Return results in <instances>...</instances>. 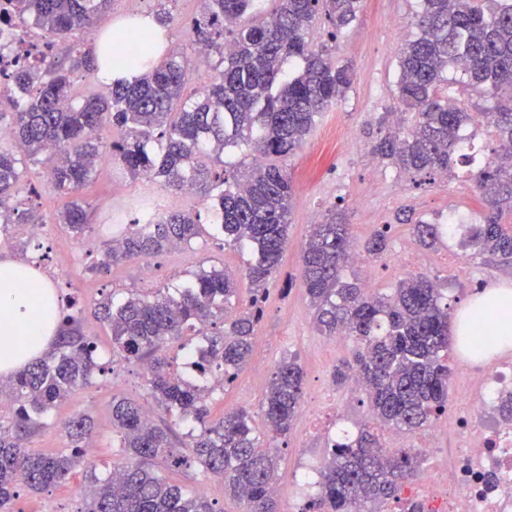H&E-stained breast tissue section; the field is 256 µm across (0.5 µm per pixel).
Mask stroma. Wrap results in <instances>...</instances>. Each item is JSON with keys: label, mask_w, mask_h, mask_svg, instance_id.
<instances>
[{"label": "stroma", "mask_w": 512, "mask_h": 512, "mask_svg": "<svg viewBox=\"0 0 512 512\" xmlns=\"http://www.w3.org/2000/svg\"><path fill=\"white\" fill-rule=\"evenodd\" d=\"M418 9L419 0H364L355 23L337 40L329 39L325 19H317L311 30L314 43H332L337 63L351 65L354 78L345 95L317 118L302 148L283 160L294 176L295 206L288 245L280 271L268 286L252 353L253 358L264 360L268 369L292 355L304 370L303 403L288 437L277 448L280 512L303 506V481L325 460L328 427L321 419L324 407H331L340 422L353 421L367 409V398L353 381L340 383L335 379L337 369L351 357V339L322 335L314 324L300 270L301 249L312 224L332 209L345 216L356 241L387 228L386 254L366 260L364 267L347 270L348 275L369 280L371 288L381 292L394 288L408 274L399 257L403 247L425 260L424 274L439 281L455 312L467 303L476 287L512 283V268L467 261L458 249H420L408 226L393 221L403 209L432 223L450 213L476 216L481 211L467 179V163H459L456 177L419 186L370 151L380 135L382 116L390 112L395 121L403 119L397 100V59L402 45L417 34L413 19ZM79 195L88 209L90 226L80 235L58 228L49 263L70 271L58 293L60 298L77 300L82 330L97 343L101 370L54 408L47 426L31 437L29 446L42 453L66 450L68 440L60 422L79 412L88 414L96 425L94 470L78 471L68 482L45 491L19 489L15 512H81L83 493L92 478H105L122 458L121 441L112 427L113 400L140 404L157 424L174 425L178 436H185L190 429L188 423L178 422L176 415L155 407L149 395V377L141 365L113 360L108 330L97 313L99 303L110 296L149 294L179 284L186 273L202 266L240 273L251 258L249 252L205 237L192 247L154 257L156 273L148 281L143 280L137 262L99 269L100 247L111 241L115 218L127 223L136 218L133 203L143 195L142 183L107 156L100 161L94 181ZM268 385L267 373L258 376L242 369L231 385L210 394L211 411L217 416L242 408L252 415L254 423H261V404ZM166 477L194 491L207 487V497L217 512L245 510L241 500L225 492L222 481L200 467L170 471Z\"/></svg>", "instance_id": "obj_1"}]
</instances>
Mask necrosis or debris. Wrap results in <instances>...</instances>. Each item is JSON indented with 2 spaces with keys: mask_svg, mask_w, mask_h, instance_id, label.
<instances>
[{
  "mask_svg": "<svg viewBox=\"0 0 512 512\" xmlns=\"http://www.w3.org/2000/svg\"><path fill=\"white\" fill-rule=\"evenodd\" d=\"M39 53L0 23V92L9 73ZM451 382L452 413L434 421L415 448L429 461L443 441L453 442L455 450L446 468L431 467L419 490L421 500L427 512H512V418L499 411L502 398L512 395V356L461 363Z\"/></svg>",
  "mask_w": 512,
  "mask_h": 512,
  "instance_id": "1",
  "label": "necrosis or debris"
}]
</instances>
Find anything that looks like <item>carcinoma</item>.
<instances>
[{
    "mask_svg": "<svg viewBox=\"0 0 512 512\" xmlns=\"http://www.w3.org/2000/svg\"><path fill=\"white\" fill-rule=\"evenodd\" d=\"M6 13L15 22H30L50 36H70L71 66L42 68L43 60L12 74V145H0V233L12 224H37L36 210L23 193L26 168L18 155L39 164L56 190L69 198L55 223L81 234L88 214L75 194L90 182L105 152L134 178L160 180L174 192L190 187L214 213L208 225L191 211H172L157 224L141 223L154 204L151 196L137 204L138 218L126 228L122 243L104 252L99 267L130 260L146 261L173 247L190 246L207 234L253 259L245 267L248 307L223 329L209 332L215 319L240 291L235 274L225 268H200L174 297L132 294L116 303H100L111 330L112 355L121 362L150 366V394L178 417L193 421L188 432L191 454L178 448L168 427L144 421L142 407L130 400L112 403V427L120 435L125 462L119 486L112 477L92 478L81 512H216L207 497L169 482L159 469L194 465L221 478L224 488L247 504L246 512H279L273 487L276 459L271 448L290 433L303 400L304 372L295 357L283 358L271 374L264 402L267 446H262L252 418L240 409L211 417L212 389L194 377L209 378L224 370L231 384L250 360L252 338L263 318L270 280L288 244L294 206L292 175L271 158L293 155L327 111L352 85L350 65H338L328 47L309 41L316 17L324 15L331 38L350 26L363 0H200L201 11L190 28V46L204 45L218 56L206 83L188 90L196 68L187 52L171 51L154 61L150 39L130 29L110 42L107 60L135 55L148 64L132 84H117L105 93H79L73 70L83 68L95 81L97 64L83 49L79 35L90 32L110 0H9ZM418 33L404 43L399 57L398 100L414 114L411 126L375 139L371 151L379 160L411 178L452 170L462 156L471 113L456 105L444 78L459 70L469 84L494 101L485 113L496 129L491 154L470 156L469 179L486 210L484 221L464 224L459 246L472 261L495 259L512 266V228L499 217L512 214V0H421ZM298 60L290 74L284 63ZM245 144L259 163L239 180L236 164L223 159L228 149ZM419 246L445 243L441 225L405 214ZM390 225L363 244L374 258L387 251ZM356 245L348 225L331 211L313 225L302 248L301 272L315 310L316 328L326 336L345 334L357 349L353 377L363 387L368 408L381 426L414 431L448 411L452 374L448 349V298L440 283L410 275L389 293L369 294L344 271ZM184 336H199L195 376L176 378L161 352ZM96 343L84 336L73 314L63 315L55 349L43 360L8 378L12 415L0 418V512H12L17 488L40 492L67 479L85 464L91 437L89 417L76 414L66 423L70 452L36 453L27 440L42 429L46 415L74 389L90 383L100 369ZM417 456L385 452L378 432L361 427L329 440L319 472L318 492L303 512H380L388 501L402 512H422L404 496L418 471Z\"/></svg>",
    "mask_w": 512,
    "mask_h": 512,
    "instance_id": "obj_1",
    "label": "carcinoma"
}]
</instances>
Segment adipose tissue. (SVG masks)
Instances as JSON below:
<instances>
[{
  "label": "adipose tissue",
  "mask_w": 512,
  "mask_h": 512,
  "mask_svg": "<svg viewBox=\"0 0 512 512\" xmlns=\"http://www.w3.org/2000/svg\"><path fill=\"white\" fill-rule=\"evenodd\" d=\"M512 306V286L498 284L478 293L454 319L450 338L460 344L473 335L474 309ZM61 330L53 285L36 268L15 259L0 260V375L17 371L51 351Z\"/></svg>",
  "instance_id": "ef3b65f1"
}]
</instances>
